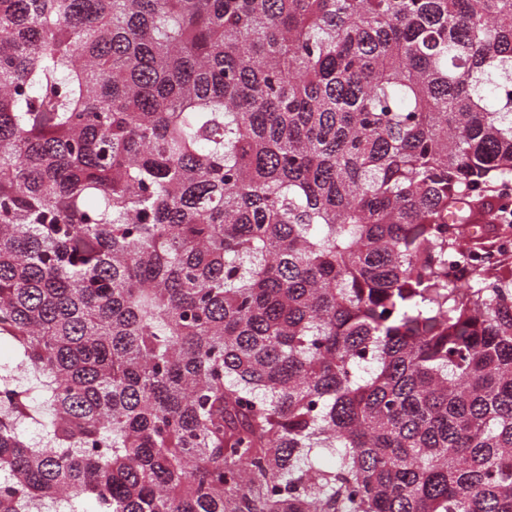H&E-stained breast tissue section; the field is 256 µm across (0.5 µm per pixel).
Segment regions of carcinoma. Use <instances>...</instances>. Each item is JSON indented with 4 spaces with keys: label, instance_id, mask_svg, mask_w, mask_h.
I'll return each mask as SVG.
<instances>
[{
    "label": "carcinoma",
    "instance_id": "obj_1",
    "mask_svg": "<svg viewBox=\"0 0 512 512\" xmlns=\"http://www.w3.org/2000/svg\"><path fill=\"white\" fill-rule=\"evenodd\" d=\"M510 180L512 0H0V512H512Z\"/></svg>",
    "mask_w": 512,
    "mask_h": 512
}]
</instances>
